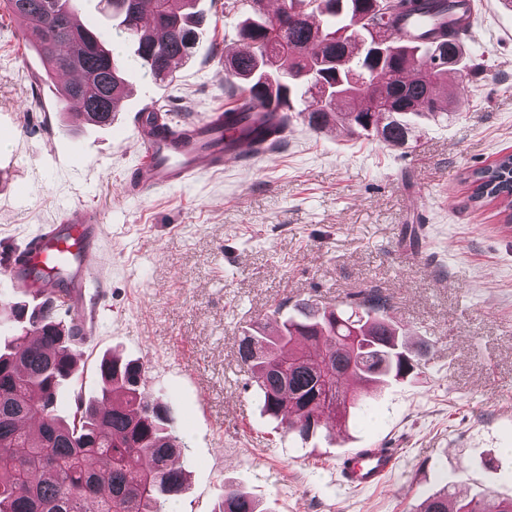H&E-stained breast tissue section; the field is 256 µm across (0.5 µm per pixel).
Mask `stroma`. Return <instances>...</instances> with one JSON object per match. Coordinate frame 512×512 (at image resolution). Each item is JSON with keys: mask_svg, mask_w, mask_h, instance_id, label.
I'll return each instance as SVG.
<instances>
[{"mask_svg": "<svg viewBox=\"0 0 512 512\" xmlns=\"http://www.w3.org/2000/svg\"><path fill=\"white\" fill-rule=\"evenodd\" d=\"M475 2L465 50L485 73L460 79L458 114L410 147L297 119L279 148L142 197L124 191L136 144L62 115L58 78L0 17V257L66 209L101 214L93 329L72 348L60 410L96 395L101 356L143 364L185 444L187 482L168 512H213L228 482L262 512H412L443 487L512 499V227L495 205L474 206L465 180L512 153V10ZM224 3L198 0L192 56L173 82L135 77L114 126L152 99L177 123L232 102L225 47L241 16ZM370 288L428 347L422 374L367 400L342 432L284 433L240 362L244 330L276 308L333 307ZM381 447L397 449L394 472L346 486L340 455Z\"/></svg>", "mask_w": 512, "mask_h": 512, "instance_id": "35a3bbf8", "label": "stroma"}]
</instances>
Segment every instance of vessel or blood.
<instances>
[{
	"label": "vessel or blood",
	"mask_w": 512,
	"mask_h": 512,
	"mask_svg": "<svg viewBox=\"0 0 512 512\" xmlns=\"http://www.w3.org/2000/svg\"><path fill=\"white\" fill-rule=\"evenodd\" d=\"M152 110L137 112L130 129L142 151L135 176L128 179L126 190L144 196L162 188L184 185L195 178L223 170L225 164L249 157L254 149L251 138L225 130L221 112H213L191 124L182 138L153 133ZM100 218L90 209H76L63 214L59 223L45 225L27 244L25 262L15 256L0 259V273L16 286L33 289L34 300L43 291L55 289L58 275H66L71 301L80 308L90 307L91 296L85 291L94 273L91 260L99 252ZM397 452L392 448H357L340 463L342 477L353 488L381 484L392 473Z\"/></svg>",
	"instance_id": "1"
}]
</instances>
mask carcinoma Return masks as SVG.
Returning a JSON list of instances; mask_svg holds the SVG:
<instances>
[{
	"instance_id": "carcinoma-1",
	"label": "carcinoma",
	"mask_w": 512,
	"mask_h": 512,
	"mask_svg": "<svg viewBox=\"0 0 512 512\" xmlns=\"http://www.w3.org/2000/svg\"><path fill=\"white\" fill-rule=\"evenodd\" d=\"M3 0L40 56L46 74L81 67L84 83L62 88L60 109L103 126L129 90L133 70L154 80L173 77L168 59H187L202 15L195 0H150L152 25L137 0H112V28L133 44L132 58L112 52L98 32L74 29L70 16L81 0ZM229 0L225 7L247 17L239 36L251 48L224 59V76L239 97L224 114L247 116L255 103L277 112L274 122L249 128L257 150L281 142L277 134L294 118L321 130L353 128L391 148L417 139L421 120L447 114L453 93L448 76L473 78L484 68L469 64L464 40L471 0ZM395 28L399 35L385 37ZM67 41L66 53L61 43ZM309 98L296 112L294 102ZM471 200L495 203L512 223V154L468 174ZM57 296L40 306L0 302L21 332L0 350V512H165L184 488L185 472L172 466L179 452L167 405L153 396L137 361L117 357L99 363L100 390L75 397L72 414L57 413L60 386L76 369L71 349L86 339L83 314L58 316ZM388 300L368 290L342 307L311 300L273 324L241 336L238 354L270 417L285 432L307 439L329 424L343 426L347 410L363 407L360 390L412 378L421 371L425 346L413 351L387 321ZM215 512H261L233 483ZM416 512H512V500H452L442 489Z\"/></svg>"
}]
</instances>
